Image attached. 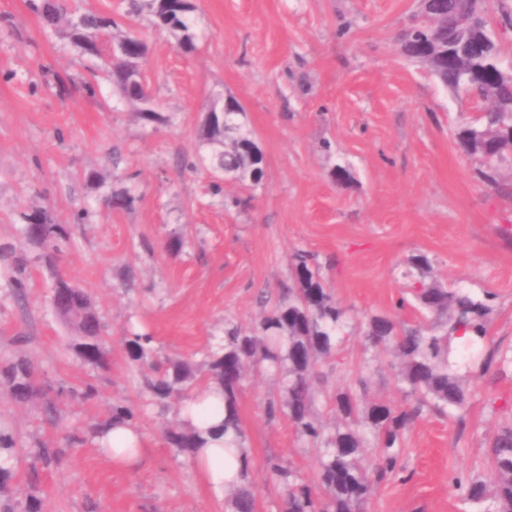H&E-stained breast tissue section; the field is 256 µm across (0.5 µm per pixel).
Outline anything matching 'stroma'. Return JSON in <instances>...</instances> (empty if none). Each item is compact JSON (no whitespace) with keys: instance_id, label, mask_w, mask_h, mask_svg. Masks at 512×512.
<instances>
[{"instance_id":"stroma-1","label":"stroma","mask_w":512,"mask_h":512,"mask_svg":"<svg viewBox=\"0 0 512 512\" xmlns=\"http://www.w3.org/2000/svg\"><path fill=\"white\" fill-rule=\"evenodd\" d=\"M76 5L112 13L146 40L142 69L172 121H143L104 80L86 93L95 58L43 29L26 0H0V248L34 258L21 300L0 263V358L24 355L41 383L65 390L56 425L41 402L16 403L0 388V428L18 447L66 448L57 469L34 473L22 462L9 481L13 503L37 492L51 512H224L223 495L162 443L175 414L149 404L125 338L147 333L160 355L202 362L222 342L225 320L248 327L258 319V291L288 281L298 250L317 256L352 325L341 353L347 370L329 371L328 389L350 383L364 356L361 326L368 314L396 311L405 262L420 252L431 260L427 281L495 293L489 345L512 354V236L502 232L512 227V193L484 182L479 161L455 143L457 126L482 102L400 54L396 37L417 0H197V49L188 55L168 32L126 18L122 0ZM60 75L72 80L64 96ZM226 97L237 99L266 176L255 187L226 181L215 196L206 172L184 162L210 100ZM340 167L349 176L337 182ZM123 190L132 207L108 209L106 198ZM234 196L249 207L225 206ZM80 207L90 220L71 223ZM35 210L70 227L71 246L52 270L17 232L21 213ZM172 237L184 240L181 251L167 250ZM57 272L93 301L109 370L68 350L71 329L50 305ZM89 383L94 398L67 397ZM466 388L464 424L418 420L406 435L404 476L375 490L369 512H468L455 481L487 476V438L512 420V376L475 368ZM275 390L268 373L250 375L240 401L248 445L258 464L278 456L312 477L317 463L288 421L262 415ZM116 402L140 412L148 442L130 467L113 465L91 439L67 440Z\"/></svg>"}]
</instances>
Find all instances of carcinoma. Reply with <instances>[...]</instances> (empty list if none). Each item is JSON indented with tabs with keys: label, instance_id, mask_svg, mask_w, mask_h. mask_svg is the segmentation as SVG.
<instances>
[{
	"label": "carcinoma",
	"instance_id": "carcinoma-1",
	"mask_svg": "<svg viewBox=\"0 0 512 512\" xmlns=\"http://www.w3.org/2000/svg\"><path fill=\"white\" fill-rule=\"evenodd\" d=\"M29 9L50 29L60 28L71 44L83 53L98 57L101 63L90 70L84 90L93 95L99 81L111 82L121 100L136 107L148 122L168 123L152 107L154 95L141 83V62L148 53L146 41L134 31H120L110 13L79 12L73 0H27ZM482 0H428L424 27L420 34L439 50L448 49V40L460 36L462 17L470 8L478 9ZM195 10L192 0H127V14L148 16L155 29L169 32L186 54L197 49L196 33L191 24ZM111 41V52L101 57L99 42ZM420 64L442 85L455 91L469 92L470 81L457 69L432 59ZM483 99L489 106L477 122L460 125L455 139L460 151L479 159L483 178L497 182L499 165L512 157V81L503 78L491 86L481 85ZM214 111H224V124L204 123V133L195 157L186 162L193 171L200 167L211 175L212 194L223 192L224 174L235 180L259 185L265 170L256 166L249 145L251 132L238 120L243 115L238 103L230 99L211 102ZM19 234L42 248L38 256L54 268L62 247L69 243L67 229L56 224L45 211L22 215ZM29 259L13 256L10 278L16 295H22ZM406 278H415L431 268V261L419 253L406 262ZM52 288H63L75 297L69 310L60 314L73 333L70 347L84 363L102 370L111 364L104 338V325L89 296L60 274L54 275ZM412 301L401 299L399 308L412 309V320L392 314L373 313L363 328L364 366L351 385L324 394L329 413L317 410L315 383L324 379L322 367L340 359L343 336L349 327L347 310L326 288L316 258L298 251L293 255L291 278L276 296H261L264 311L259 320L245 328L232 320L224 321L223 343L205 354L196 364L180 356L160 358L152 346L153 337L134 334L126 337L128 357L142 370L145 388L162 410L172 400L182 402L200 391L213 388L224 396L222 431L235 432L238 447H245L247 435L239 399L250 373L272 374L275 393L262 403L267 422L285 418L296 437L310 450L318 463L310 480L290 462L269 456L264 469L280 491L281 512H366L372 490L398 475L402 470L405 436L425 414L446 417L464 423L467 391L458 364L451 361L452 342L459 335L462 358L472 346L487 342L495 312L493 295L478 296L458 285L445 287L436 282L411 283ZM389 355L403 403L393 405L369 395L366 370L378 355ZM36 367L19 357L0 364V386L18 403L45 401L56 411L51 388L37 379ZM137 422L138 414L128 405L116 402L109 418L91 431L112 425V419ZM214 429H199L184 418L162 428L165 445L187 458L208 444ZM20 451L7 431L0 430V495L8 493L6 479L15 471ZM65 449L45 442L31 455L33 465L43 469L59 467ZM489 480L471 478L458 484L462 500L470 512H512V422L502 424L490 437L487 450ZM255 468L252 451L243 458L241 485L225 491V512H256L257 499L252 491Z\"/></svg>",
	"mask_w": 512,
	"mask_h": 512
}]
</instances>
